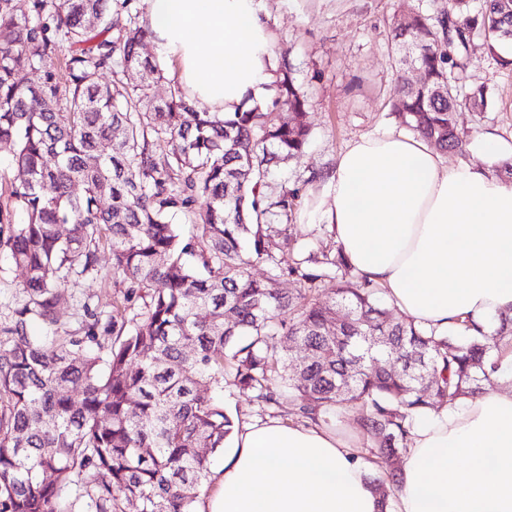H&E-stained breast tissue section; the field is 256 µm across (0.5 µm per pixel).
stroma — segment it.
<instances>
[{
  "instance_id": "obj_1",
  "label": "stroma",
  "mask_w": 512,
  "mask_h": 512,
  "mask_svg": "<svg viewBox=\"0 0 512 512\" xmlns=\"http://www.w3.org/2000/svg\"><path fill=\"white\" fill-rule=\"evenodd\" d=\"M260 4L274 43L289 50L295 76L310 97L306 154L301 160L282 162L270 182L275 188L284 182L299 188L293 245L314 251L319 244L334 242L322 230L312 236L305 233L306 225L315 221L316 196L322 190L316 174L332 171L351 141L403 130L391 110L395 76L388 38L395 14L404 5L440 11L448 0H260ZM469 60L470 80L487 86L492 104L484 112L460 108L458 124L465 143L462 150L445 152L452 166L477 163L475 145L485 133L512 142V66L500 65L478 42L470 46ZM14 184L11 155L2 149L0 227L25 221L11 194ZM89 294L102 304L117 296L106 270L70 284L60 309V330L74 327L79 304Z\"/></svg>"
}]
</instances>
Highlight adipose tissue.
<instances>
[{
  "label": "adipose tissue",
  "instance_id": "adipose-tissue-1",
  "mask_svg": "<svg viewBox=\"0 0 512 512\" xmlns=\"http://www.w3.org/2000/svg\"><path fill=\"white\" fill-rule=\"evenodd\" d=\"M160 62L191 101L234 111L272 79L257 0H145ZM485 165L448 166L403 134L364 136L336 159L315 208L356 270L397 309L445 332L467 319L493 331L512 309L511 159L496 135ZM200 512H512V390H489L418 424L399 483L382 500L356 440L283 420L237 426Z\"/></svg>",
  "mask_w": 512,
  "mask_h": 512
}]
</instances>
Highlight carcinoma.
<instances>
[{"mask_svg":"<svg viewBox=\"0 0 512 512\" xmlns=\"http://www.w3.org/2000/svg\"><path fill=\"white\" fill-rule=\"evenodd\" d=\"M143 10L140 0H32L20 14L0 0V147L27 217L5 241L26 280L0 325V512H195L234 427L218 399L226 385L273 416L293 404L299 422L356 413L362 457L394 477L417 419L500 376L512 314L468 336L393 321L341 249L290 248L282 220L299 189L266 192L311 135L288 51L273 49L268 95L247 109L201 112L176 80L158 102L164 75L140 53ZM476 38L494 55L512 46V0L394 17L392 111L436 149L462 147L460 106H489L483 85L459 94ZM61 49L59 81L47 66ZM41 69L40 84L24 81ZM179 213L196 218L187 238ZM102 252L122 297L106 309L83 302L77 326L58 335L68 285ZM336 277L333 296L320 294ZM288 278L291 291L280 288ZM290 343L310 359L288 358Z\"/></svg>","mask_w":512,"mask_h":512,"instance_id":"cac0c4a2","label":"carcinoma"}]
</instances>
